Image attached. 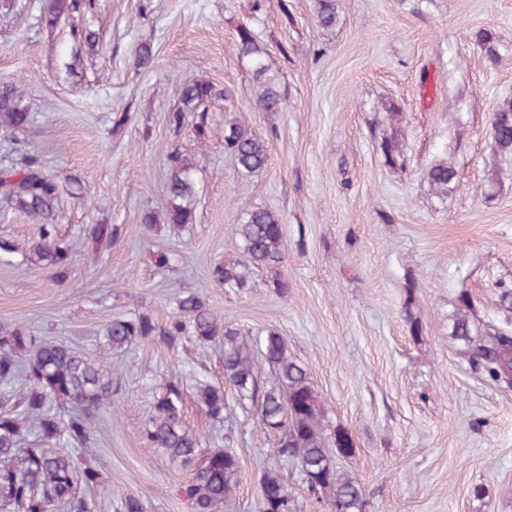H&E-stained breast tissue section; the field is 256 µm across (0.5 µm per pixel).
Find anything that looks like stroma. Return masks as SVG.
Segmentation results:
<instances>
[{
  "instance_id": "1",
  "label": "stroma",
  "mask_w": 512,
  "mask_h": 512,
  "mask_svg": "<svg viewBox=\"0 0 512 512\" xmlns=\"http://www.w3.org/2000/svg\"><path fill=\"white\" fill-rule=\"evenodd\" d=\"M47 3L0 0V83L20 85L33 114L25 131L0 130V161L46 164L71 261L61 281L18 256L0 263V326L93 358L112 318L161 327L179 296L202 294L226 326L279 335L306 367L325 435L352 438L353 454L336 463L358 478L363 512H512V388L450 336L464 298L474 334L512 331L501 298L512 289V156L499 154L491 127L512 98V0H338L329 27L317 0H94L53 28L41 20ZM242 27L266 51L280 111L255 105ZM88 30L95 46L81 39ZM143 45L147 68L136 63ZM195 79L217 91L202 141L169 121ZM228 121L267 141L263 171L243 175L225 154ZM388 137L402 165L386 162ZM174 149L197 165L193 222L180 230L159 221ZM441 161L457 171L444 194L427 179ZM257 207L282 219L285 289L264 271L246 290L215 284L214 266L244 258L237 216ZM92 224L113 225V241H93ZM160 252L168 265H157ZM108 376L84 457L108 478L87 492L93 512H125L130 498L142 512H193L181 491L190 468L143 443L173 382L204 450L228 444L240 459L224 512H260L269 468L298 512H322L254 407L207 415L197 389L223 386L220 345L140 339L113 353Z\"/></svg>"
}]
</instances>
